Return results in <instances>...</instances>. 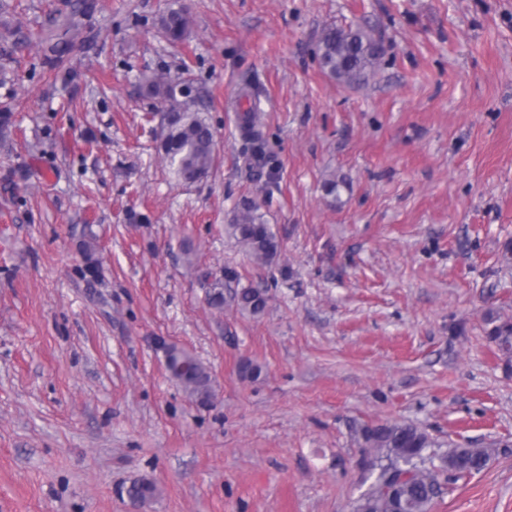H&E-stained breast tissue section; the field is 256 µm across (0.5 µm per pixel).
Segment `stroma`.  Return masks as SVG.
<instances>
[{
  "instance_id": "stroma-1",
  "label": "stroma",
  "mask_w": 512,
  "mask_h": 512,
  "mask_svg": "<svg viewBox=\"0 0 512 512\" xmlns=\"http://www.w3.org/2000/svg\"><path fill=\"white\" fill-rule=\"evenodd\" d=\"M68 2L0 0V512H353L355 431L386 421L492 451L441 474L431 512H512V364L484 322L512 319V0ZM174 4L192 19L176 44L157 25ZM73 24L58 76L46 48ZM348 24L385 44L361 85L316 57ZM162 70L187 71L215 132L193 185L140 88ZM245 199L276 263L225 231ZM228 268L267 289L263 315L209 306ZM165 342L207 365L211 404L171 379ZM245 97L249 100V106L244 110L242 117L243 131L245 135V141L248 145L247 150L250 152L251 157L255 160V172L257 177H261V169L267 163L266 156L263 150V143L260 134L255 130L259 113L261 112L260 103L251 95L245 94Z\"/></svg>"
}]
</instances>
